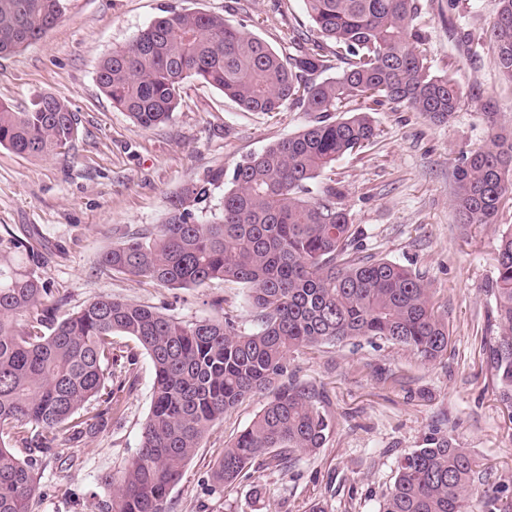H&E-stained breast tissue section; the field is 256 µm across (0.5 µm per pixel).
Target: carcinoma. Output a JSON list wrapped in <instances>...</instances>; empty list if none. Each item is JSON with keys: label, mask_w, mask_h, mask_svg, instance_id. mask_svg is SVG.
Listing matches in <instances>:
<instances>
[{"label": "carcinoma", "mask_w": 512, "mask_h": 512, "mask_svg": "<svg viewBox=\"0 0 512 512\" xmlns=\"http://www.w3.org/2000/svg\"><path fill=\"white\" fill-rule=\"evenodd\" d=\"M489 32L502 76L512 83V0H498ZM317 36L284 54L242 26L200 11H172L99 64L97 84L143 129L170 120L187 78L215 88L247 112L297 107L314 114L298 134L233 169L218 207L203 203L224 186L209 171L169 200L165 223L137 230L103 253L100 269L195 288L213 280L244 285L257 325L242 335L229 318L185 323L117 298L96 299L63 320L46 301L54 289L33 267L0 249V512H32L38 493L33 456L63 458L121 412L112 383L123 384L113 336L134 339L154 378L137 454L104 512H169V496L204 435L247 397L268 401L224 448L212 471L222 488L250 476L257 459L284 469L323 447L331 418L323 395L293 378L288 354L304 346L381 338L432 362L450 334L416 272L384 259H355L344 193L310 186L336 160L375 137L367 109L332 117L348 104H403L436 122L452 118L462 91L432 72L417 50L422 0H303ZM63 14L62 0H0V55L40 40ZM341 65L336 76H313ZM488 144L462 154L455 171L456 221L494 224L512 194V134L498 132L494 103L481 104ZM79 126L66 98L37 95L23 112L0 103V146L46 157L72 147ZM494 321L487 360L499 399L512 410V230L499 240ZM480 477L476 458L431 436L397 463L380 512H468ZM482 512H512L507 488L484 493Z\"/></svg>", "instance_id": "cac0c4a2"}]
</instances>
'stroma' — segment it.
<instances>
[{
  "mask_svg": "<svg viewBox=\"0 0 512 512\" xmlns=\"http://www.w3.org/2000/svg\"><path fill=\"white\" fill-rule=\"evenodd\" d=\"M423 48L434 72L462 88L460 108L444 124L387 103L371 113L377 135L342 156L329 176L344 192L357 253L420 273L448 324L447 354L434 362L391 341L373 338L302 347L290 354L296 377L323 389L333 429L322 448L288 470L254 466L252 480L214 489L211 472L224 444L246 428L267 402L246 398L202 439L170 495V512H379L398 460L433 435L451 438L483 464L482 489L512 486V418L508 417L483 347L495 335L490 312L495 256L512 228V195L497 223L457 224L455 169L462 152L488 142L480 110L498 109L512 132V84L499 74L488 39L498 0H423ZM61 21L42 39L0 57V102L26 110L43 92L62 94L79 118L68 154L26 158L0 147V231L42 254V276L58 290L57 317L101 296L146 305L178 320L233 312L241 333L255 328L245 286L213 282L167 288L145 278L100 270L102 253L126 233L164 223L170 196L207 171L232 172L268 145L297 134L312 116L293 107L246 112L195 81L165 124L138 127L100 91L101 60L128 44L168 11L218 14L244 24L284 53L310 37L302 0H63ZM135 355V383L120 392L121 412L102 432L69 448L61 461L40 457V495L33 512H101L112 486L139 448L149 413L153 367L132 339L116 336Z\"/></svg>",
  "mask_w": 512,
  "mask_h": 512,
  "instance_id": "stroma-1",
  "label": "stroma"
}]
</instances>
